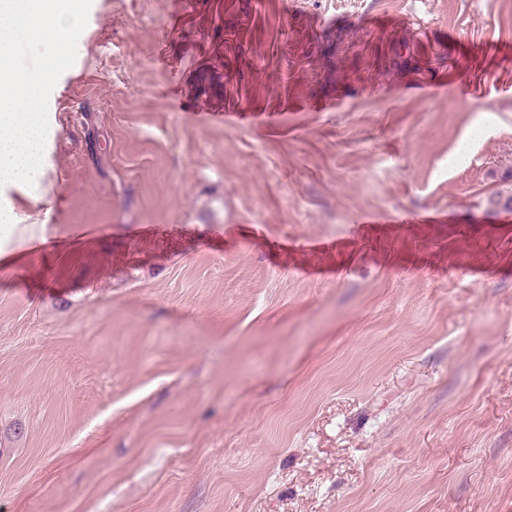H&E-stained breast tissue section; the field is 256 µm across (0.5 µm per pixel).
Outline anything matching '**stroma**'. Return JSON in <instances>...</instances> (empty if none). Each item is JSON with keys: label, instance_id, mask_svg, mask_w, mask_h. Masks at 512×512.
I'll return each mask as SVG.
<instances>
[{"label": "stroma", "instance_id": "1", "mask_svg": "<svg viewBox=\"0 0 512 512\" xmlns=\"http://www.w3.org/2000/svg\"><path fill=\"white\" fill-rule=\"evenodd\" d=\"M499 192L512 0H92L0 188V512H512ZM22 220L11 212H0V223L6 225V232L10 238L18 243L32 241L43 234L44 225L41 224H19Z\"/></svg>", "mask_w": 512, "mask_h": 512}]
</instances>
